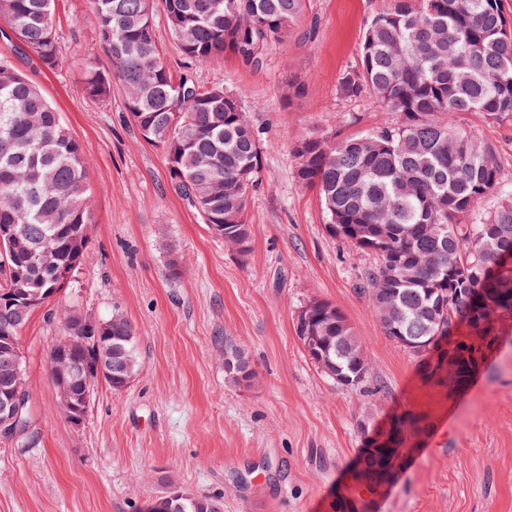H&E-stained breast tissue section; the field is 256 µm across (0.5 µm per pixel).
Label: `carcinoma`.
I'll use <instances>...</instances> for the list:
<instances>
[{
	"label": "carcinoma",
	"mask_w": 512,
	"mask_h": 512,
	"mask_svg": "<svg viewBox=\"0 0 512 512\" xmlns=\"http://www.w3.org/2000/svg\"><path fill=\"white\" fill-rule=\"evenodd\" d=\"M98 40L111 68L84 57V93L96 100L126 91V110L140 137L166 156L175 190L212 232L234 242L233 228L247 224L251 193L259 186L262 142L239 99L222 85L176 77L155 39L153 14L161 7L181 52L211 63L229 51L253 67L263 65L269 44L288 36L306 0H90ZM56 0H0V16L23 49L48 71L64 54L54 25ZM500 0H385L366 24L359 65L338 81L340 95H369L398 122L372 133L336 139L300 137L293 149L298 181L317 191L336 237L374 255L364 290L379 310L392 303L384 334L430 369V355L447 339L458 358L463 386L498 336L475 325L488 308L512 319V190L500 188L490 147L461 126L470 112L488 122L512 120V30ZM88 162L81 144L43 91L0 50V327L14 336L89 259ZM496 203L481 213L484 203ZM47 252L32 264L33 253ZM429 255L447 270L438 279L418 266ZM328 317L330 337L317 367L343 386L365 389L370 366L365 345L345 316L328 302L311 301ZM64 328L82 326L108 350L103 380L138 369L137 336L128 318L119 323L79 322L63 315ZM96 347L70 355L77 371L96 363ZM14 355L0 348V387L16 384ZM228 382L255 378L244 350L224 337ZM414 416L393 422L385 448L404 450ZM357 492L385 482L377 459L363 456ZM155 512H224L210 496L162 498Z\"/></svg>",
	"instance_id": "obj_1"
}]
</instances>
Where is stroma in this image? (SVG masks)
Returning <instances> with one entry per match:
<instances>
[{
  "mask_svg": "<svg viewBox=\"0 0 512 512\" xmlns=\"http://www.w3.org/2000/svg\"><path fill=\"white\" fill-rule=\"evenodd\" d=\"M383 0H308L302 19L272 43L262 68L228 54L186 58L163 11L153 18L170 69L234 92L264 144L261 184L248 202L250 248L225 245L175 191L162 150L128 118L126 95L81 91V54L100 51L89 0H57L66 50L48 72L5 38L0 48L39 85L89 162L90 261L73 284L34 313L20 335L34 442H0V512H148L167 492L218 496L224 512H332L350 493L368 443L365 429L411 411L427 421L371 512H512V327L463 387L430 382L418 358L383 332L362 291L372 255L328 234L314 189L295 175L292 148L306 134L347 137L398 117L370 97L346 99L338 79L359 63L363 28ZM80 54H71V47ZM301 94L288 98V83ZM512 188V121L467 114ZM183 269L171 278L167 262ZM336 306L361 336L370 389L337 386L295 333L309 300ZM76 308L101 319L122 311L135 325L140 370L124 390H93L85 424L57 407L47 367ZM245 349L250 386L224 379V339Z\"/></svg>",
  "mask_w": 512,
  "mask_h": 512,
  "instance_id": "stroma-1",
  "label": "stroma"
}]
</instances>
